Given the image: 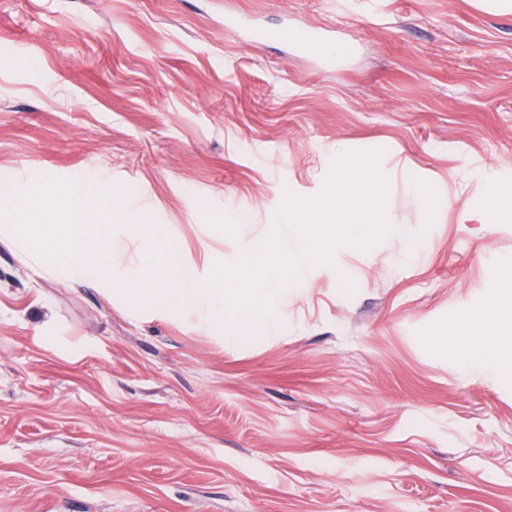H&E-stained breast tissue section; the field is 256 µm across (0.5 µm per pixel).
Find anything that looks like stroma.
<instances>
[{
    "label": "stroma",
    "instance_id": "1",
    "mask_svg": "<svg viewBox=\"0 0 512 512\" xmlns=\"http://www.w3.org/2000/svg\"><path fill=\"white\" fill-rule=\"evenodd\" d=\"M314 28L332 67L226 26ZM383 150L392 229L229 341L0 245V512H512V363L449 338L512 309V15L473 0H0V172L103 179L209 276L284 192Z\"/></svg>",
    "mask_w": 512,
    "mask_h": 512
}]
</instances>
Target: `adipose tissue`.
<instances>
[{
    "mask_svg": "<svg viewBox=\"0 0 512 512\" xmlns=\"http://www.w3.org/2000/svg\"><path fill=\"white\" fill-rule=\"evenodd\" d=\"M454 335L464 337V349L474 356L483 368H493L497 363L512 358V344L504 343V335L512 333V318L491 314L458 324Z\"/></svg>",
    "mask_w": 512,
    "mask_h": 512,
    "instance_id": "adipose-tissue-1",
    "label": "adipose tissue"
}]
</instances>
